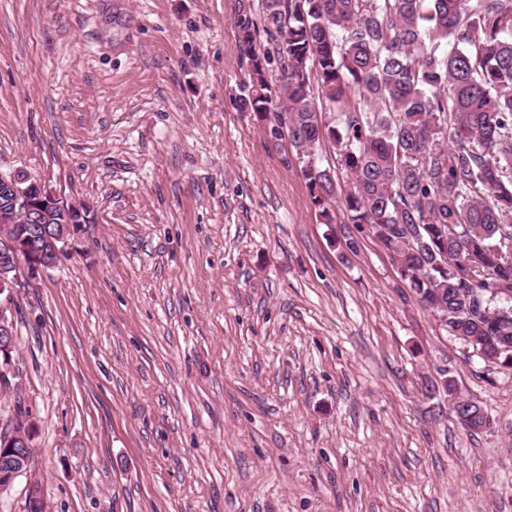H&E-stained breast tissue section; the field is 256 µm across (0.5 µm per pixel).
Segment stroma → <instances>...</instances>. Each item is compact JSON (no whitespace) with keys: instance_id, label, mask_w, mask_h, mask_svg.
I'll return each instance as SVG.
<instances>
[{"instance_id":"stroma-1","label":"stroma","mask_w":512,"mask_h":512,"mask_svg":"<svg viewBox=\"0 0 512 512\" xmlns=\"http://www.w3.org/2000/svg\"><path fill=\"white\" fill-rule=\"evenodd\" d=\"M240 5L0 0V169L87 216L0 299L48 512H512V366L321 223L236 99ZM439 387H441L443 394L446 396V398H448L450 413L453 414L455 420L464 429H466L468 431H479V430H481L480 428L483 426L484 423L489 422V424H490V420H489L488 416L485 414V412L483 411V409L479 405H475V404L471 405L472 408L475 409V412H473L475 415L474 419H471V420H467V419L460 420L459 419V417L457 416V414L455 412L454 407L452 406V404L454 403V400L457 397L456 393H457L458 388H457L455 379L451 376H448V370H445V373L442 374L440 381L433 383V388L435 391L438 390ZM478 410H481V412H482L481 415L478 413Z\"/></svg>"}]
</instances>
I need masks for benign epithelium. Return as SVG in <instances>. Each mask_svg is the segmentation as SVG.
Returning a JSON list of instances; mask_svg holds the SVG:
<instances>
[{"instance_id": "7a95c632", "label": "benign epithelium", "mask_w": 512, "mask_h": 512, "mask_svg": "<svg viewBox=\"0 0 512 512\" xmlns=\"http://www.w3.org/2000/svg\"><path fill=\"white\" fill-rule=\"evenodd\" d=\"M8 198L9 208L0 213V222L21 224L16 235L0 234V295L11 298L37 276L55 266L79 227L84 222L81 205L71 202L22 170H0V196ZM15 347L13 321L0 308V385L10 387L8 379ZM15 423L27 431H0V496L8 495L16 481L26 479V504L30 512H46L42 487L31 460L19 452L33 445L37 434L34 414L24 404L14 414Z\"/></svg>"}]
</instances>
